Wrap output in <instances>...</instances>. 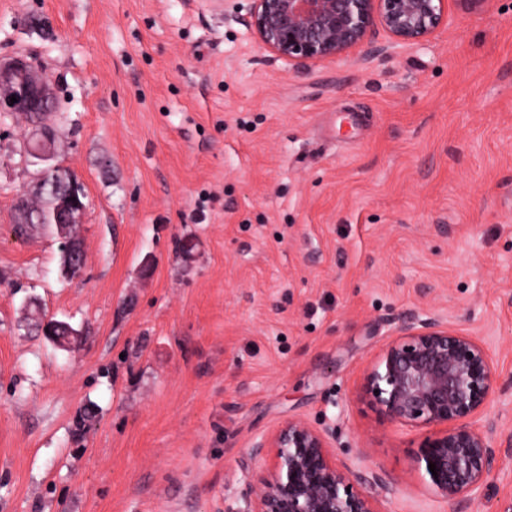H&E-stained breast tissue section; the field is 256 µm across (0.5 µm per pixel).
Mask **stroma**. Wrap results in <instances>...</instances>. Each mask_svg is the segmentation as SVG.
<instances>
[{"label": "stroma", "instance_id": "obj_1", "mask_svg": "<svg viewBox=\"0 0 512 512\" xmlns=\"http://www.w3.org/2000/svg\"><path fill=\"white\" fill-rule=\"evenodd\" d=\"M249 0H0V58L55 96L0 116V512H224L251 449L303 419L337 465L380 470L379 512H455L364 377L411 314L483 338L512 501V0L415 46L383 30L297 71L243 23ZM54 164L86 209L15 224ZM50 320L76 332L57 344ZM57 133L48 128H44L41 132V137L34 142H27L25 145L26 154L35 158L40 162H48L52 155V146L55 141Z\"/></svg>", "mask_w": 512, "mask_h": 512}]
</instances>
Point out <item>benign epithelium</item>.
<instances>
[{"label": "benign epithelium", "mask_w": 512, "mask_h": 512, "mask_svg": "<svg viewBox=\"0 0 512 512\" xmlns=\"http://www.w3.org/2000/svg\"><path fill=\"white\" fill-rule=\"evenodd\" d=\"M447 0H251L244 24L265 50L296 67L339 60L381 27L389 47L418 45L448 24ZM17 102H11V97ZM54 96L39 70L22 58L0 60V112L39 114ZM57 133L44 129L25 145L40 162L51 159ZM85 211L76 186L61 194L48 217L64 229ZM497 388L494 362L476 337L440 320L404 321L371 365L365 390L393 423L437 427L422 441L416 464L428 483L456 505L471 500L501 453L484 418ZM333 433L292 420L251 449L269 466L253 474L255 496L241 512H379L372 490L389 489L376 470H342L329 448ZM436 465L432 475L429 464Z\"/></svg>", "instance_id": "benign-epithelium-1"}]
</instances>
